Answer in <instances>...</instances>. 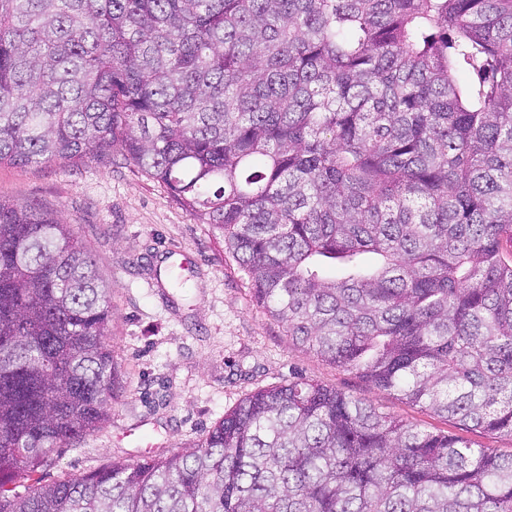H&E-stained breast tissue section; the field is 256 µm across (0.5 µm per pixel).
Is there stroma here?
I'll list each match as a JSON object with an SVG mask.
<instances>
[{
	"label": "stroma",
	"mask_w": 512,
	"mask_h": 512,
	"mask_svg": "<svg viewBox=\"0 0 512 512\" xmlns=\"http://www.w3.org/2000/svg\"><path fill=\"white\" fill-rule=\"evenodd\" d=\"M1 199L39 205L73 224L112 282L107 342L122 388L97 432L42 467L45 481L138 461L153 444L161 455L180 453L249 394L297 375L429 430L459 433L455 421L294 345L256 302L223 236L122 157L78 167L2 165Z\"/></svg>",
	"instance_id": "35a3bbf8"
}]
</instances>
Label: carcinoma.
<instances>
[{
	"label": "carcinoma",
	"mask_w": 512,
	"mask_h": 512,
	"mask_svg": "<svg viewBox=\"0 0 512 512\" xmlns=\"http://www.w3.org/2000/svg\"><path fill=\"white\" fill-rule=\"evenodd\" d=\"M119 154L292 341L512 438V0H0V165ZM112 281L0 200V512H512V453L296 377L13 493L110 416Z\"/></svg>",
	"instance_id": "1"
}]
</instances>
